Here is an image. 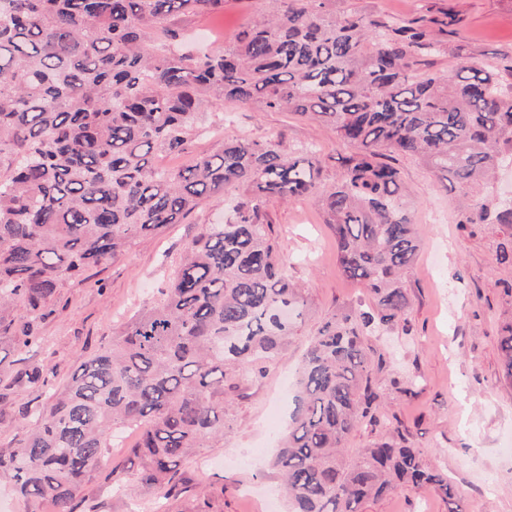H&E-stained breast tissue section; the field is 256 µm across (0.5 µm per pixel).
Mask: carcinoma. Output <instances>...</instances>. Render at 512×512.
<instances>
[{
    "instance_id": "cac0c4a2",
    "label": "carcinoma",
    "mask_w": 512,
    "mask_h": 512,
    "mask_svg": "<svg viewBox=\"0 0 512 512\" xmlns=\"http://www.w3.org/2000/svg\"><path fill=\"white\" fill-rule=\"evenodd\" d=\"M334 2L270 0L224 50L194 54L173 48L171 18L221 11L224 0H0L1 341L36 342L58 289L135 237L182 223L205 200L237 199L224 223L200 225L159 299L80 359L25 439L0 448V478L24 499L76 512L125 427L139 429L129 455L143 492L178 497L180 467L224 436L225 387L275 363L303 322L306 301L266 208L309 198L327 215L342 273L372 305L326 315L308 341L270 463L289 512H362L402 486L463 512L448 474L404 436L354 459L344 445L379 424L372 371L383 359L366 337L406 321L410 307L419 238L392 156L482 187L512 159V82L460 45L451 72L432 69L442 44L423 18L338 15ZM226 99L321 122L353 151L329 184L315 150L297 156L277 138H228L187 167L157 164L200 134L206 105ZM459 223L512 238V202L474 198ZM499 348L512 382L511 318ZM49 378L32 366L18 383Z\"/></svg>"
}]
</instances>
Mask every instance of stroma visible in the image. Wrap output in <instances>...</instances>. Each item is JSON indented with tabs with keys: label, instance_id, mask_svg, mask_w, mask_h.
Returning <instances> with one entry per match:
<instances>
[{
	"label": "stroma",
	"instance_id": "obj_1",
	"mask_svg": "<svg viewBox=\"0 0 512 512\" xmlns=\"http://www.w3.org/2000/svg\"><path fill=\"white\" fill-rule=\"evenodd\" d=\"M269 6V0H226L223 11L181 15L173 23L186 48L220 50ZM335 8L403 20L439 19L450 11L456 23L444 39L436 69L452 68L450 51L458 44L466 46L472 61L493 69L512 62V0H336ZM233 137H276L291 148L317 146L326 183L336 179L346 152L329 126L228 100L223 109L208 110L202 134L184 153L158 162L187 165L217 140ZM394 164L409 193L420 238L417 260L406 276L411 305L406 323L370 341L383 357L373 372L383 393L380 423L363 425L346 441L345 452L353 457L383 436L403 433L421 448L428 464L447 472L461 494L463 512H512V385L503 378L498 349L501 325L512 316V300L503 292L504 283L512 282V266L497 260L501 233L458 222L461 204L474 194L492 202L512 193V168L501 169L493 185L476 193L447 185L416 158L398 156ZM267 217L288 273L307 300L303 333L264 374L244 377L227 390L229 427L185 466L184 489L173 512H195L203 493L209 512H285L268 462L293 409L307 335L328 313L343 307L364 310L370 304L365 288L342 274L332 231L313 202L272 203ZM223 218V201L210 200L186 223L134 238L118 259L59 289L58 311L43 326L38 344H0V388L32 364H47L54 372L50 388H18L0 402V448L30 432L34 419L21 416L23 407L45 404L80 358L111 342L125 323L158 299L198 225ZM135 439L134 432H126L109 449L104 467L89 477L84 496L95 512H151L129 468L126 451ZM363 512H448V505L431 492L401 489L366 502Z\"/></svg>",
	"mask_w": 512,
	"mask_h": 512
}]
</instances>
